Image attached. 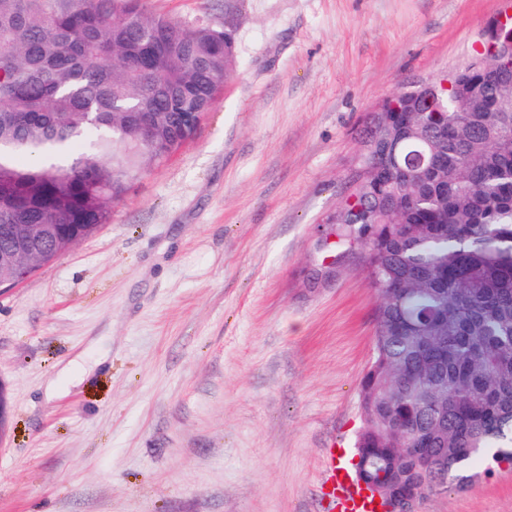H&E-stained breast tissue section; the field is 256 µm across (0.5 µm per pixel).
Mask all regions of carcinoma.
<instances>
[{
    "mask_svg": "<svg viewBox=\"0 0 512 512\" xmlns=\"http://www.w3.org/2000/svg\"><path fill=\"white\" fill-rule=\"evenodd\" d=\"M233 53L230 26L143 0H0V251L16 224L86 237L109 223V202L164 161L134 152L129 113H152L160 143L181 136ZM496 67L488 51L455 96L399 115L400 174L382 140L401 94L388 97L333 217L337 241L318 252L361 253L381 298L353 470L387 503L512 468V112L495 111L512 80ZM56 255L48 234L21 261Z\"/></svg>",
    "mask_w": 512,
    "mask_h": 512,
    "instance_id": "obj_1",
    "label": "carcinoma"
}]
</instances>
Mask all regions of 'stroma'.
<instances>
[{"label":"stroma","instance_id":"35a3bbf8","mask_svg":"<svg viewBox=\"0 0 512 512\" xmlns=\"http://www.w3.org/2000/svg\"><path fill=\"white\" fill-rule=\"evenodd\" d=\"M229 22L234 62L174 156L0 288V512H324L351 461L379 297L310 288L368 115L474 62L512 0H145ZM420 512H512V469Z\"/></svg>","mask_w":512,"mask_h":512}]
</instances>
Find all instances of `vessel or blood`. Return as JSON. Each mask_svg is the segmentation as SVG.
<instances>
[{"instance_id":"obj_1","label":"vessel or blood","mask_w":512,"mask_h":512,"mask_svg":"<svg viewBox=\"0 0 512 512\" xmlns=\"http://www.w3.org/2000/svg\"><path fill=\"white\" fill-rule=\"evenodd\" d=\"M321 495L326 512H387L383 502L332 458L325 466Z\"/></svg>"}]
</instances>
